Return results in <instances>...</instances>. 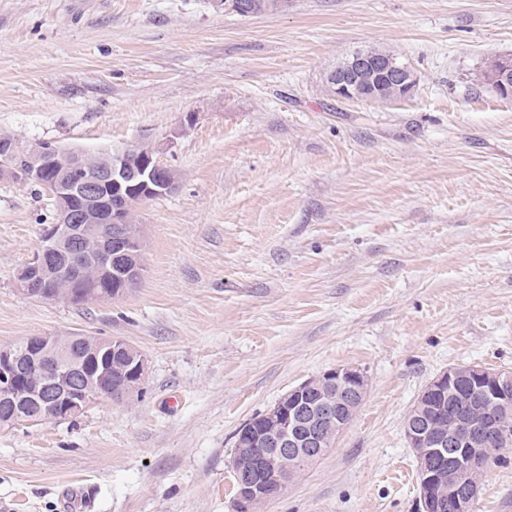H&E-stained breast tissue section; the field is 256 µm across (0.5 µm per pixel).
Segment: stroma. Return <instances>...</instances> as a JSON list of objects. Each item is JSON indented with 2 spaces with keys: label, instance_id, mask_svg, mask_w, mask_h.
I'll use <instances>...</instances> for the list:
<instances>
[{
  "label": "stroma",
  "instance_id": "stroma-1",
  "mask_svg": "<svg viewBox=\"0 0 512 512\" xmlns=\"http://www.w3.org/2000/svg\"><path fill=\"white\" fill-rule=\"evenodd\" d=\"M370 47L412 96L343 99ZM512 56V0H0V133L88 152L162 144L179 175L138 205L144 272L122 296L16 288L55 211L0 181V345L119 336L138 393L0 429L9 512H235L236 434L309 377L369 379L349 425L261 512H418L405 417L449 368L512 371V100L479 79ZM473 512H512V452ZM372 50L384 56L359 51L332 71L329 82L336 96L345 99H361L368 91L378 90L377 78L380 76L391 78L404 94H412L418 80L411 66L407 63L398 64L394 59L385 57L396 56L390 50H379V48Z\"/></svg>",
  "mask_w": 512,
  "mask_h": 512
}]
</instances>
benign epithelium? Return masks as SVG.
I'll return each mask as SVG.
<instances>
[{
  "instance_id": "1",
  "label": "benign epithelium",
  "mask_w": 512,
  "mask_h": 512,
  "mask_svg": "<svg viewBox=\"0 0 512 512\" xmlns=\"http://www.w3.org/2000/svg\"><path fill=\"white\" fill-rule=\"evenodd\" d=\"M224 10L257 14L248 0H217ZM392 79L406 95L414 92L417 75L407 63L359 51L329 75L336 96L361 99L378 90L377 78ZM502 98L512 97V59L488 79ZM21 150L8 134H0V180L38 184L46 188L56 212V222L46 227L43 243L15 274V285L25 296L40 301L85 303L112 298L98 279L123 272L134 287L143 269L144 233L135 222L134 209L123 204L125 194L138 192L137 203L170 193L177 172L160 163L154 144L133 148L146 156L130 168L113 159L83 150L37 146L25 150L23 163L15 162ZM85 255L82 265L63 274L67 287L48 284L45 251ZM147 372L145 354L118 336L85 334H34L21 346L0 345V428L20 422L67 420L79 416L95 399H121L139 389ZM481 393L487 404L486 421L479 429L464 428L460 415L445 413L443 399L461 384ZM367 375L357 367L338 366L308 378L289 390L262 413L273 428L249 420L237 433L232 468L238 482L237 512H255L256 506L280 496L294 470L283 468L284 459L314 461L322 456L328 439L353 419L368 389ZM512 407V372L481 365L450 368L434 378L420 393L415 412L405 421L404 434L417 458L420 479L419 512H442L453 498L456 512H472L487 469L483 448L498 427L499 411ZM448 418V423L439 420ZM448 457L469 469L465 494H456V474L436 469L432 454ZM280 473L277 485L266 483L268 470Z\"/></svg>"
}]
</instances>
